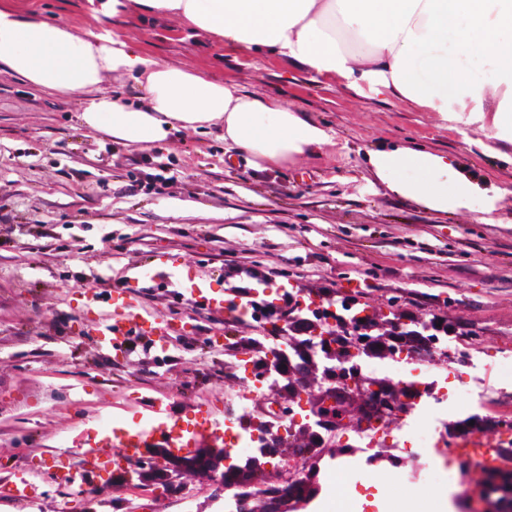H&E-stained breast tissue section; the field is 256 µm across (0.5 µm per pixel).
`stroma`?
Segmentation results:
<instances>
[{"mask_svg":"<svg viewBox=\"0 0 512 512\" xmlns=\"http://www.w3.org/2000/svg\"><path fill=\"white\" fill-rule=\"evenodd\" d=\"M18 14L80 32L117 31L162 62L199 69L237 89L290 103L333 135L330 144L259 171L229 151L224 127L172 132L159 147L88 130L85 99L42 90L0 66V477L17 471L34 485L0 512H178L158 475L116 473L82 490L58 487L45 462L87 447L99 420L136 428L152 418L149 397L170 421L218 420L224 350L210 338L224 317L177 293L182 282L227 292L247 267L272 270L264 288L312 297H358L375 321L397 301L407 318L442 316L461 342L484 349L475 393L512 387L497 356L512 348V143L476 123L443 120L384 95H360L333 77L269 51L227 47L186 32L127 0H8ZM391 145L454 157L487 197L466 213H440L391 193L367 164ZM132 156L148 157L131 173ZM174 258L167 281L131 279L153 253ZM128 280L139 311L179 325L161 347L128 355L99 349L87 330L101 318L82 289ZM180 391H172L174 382ZM349 442L303 462L307 501L324 512L331 458ZM420 460L385 446L368 482L403 512ZM443 512L468 491L474 512H497L499 491L471 461L450 463Z\"/></svg>","mask_w":512,"mask_h":512,"instance_id":"1","label":"stroma"}]
</instances>
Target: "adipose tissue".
Listing matches in <instances>:
<instances>
[{"label":"adipose tissue","mask_w":512,"mask_h":512,"mask_svg":"<svg viewBox=\"0 0 512 512\" xmlns=\"http://www.w3.org/2000/svg\"><path fill=\"white\" fill-rule=\"evenodd\" d=\"M140 2L225 45L267 48L351 89L387 92L512 140V0ZM0 62L33 85L86 96L85 125L134 145L220 123L225 144L266 170L332 139L280 100L164 64L120 34H83L7 7L0 8ZM109 74L132 75L142 103L102 92ZM367 162L391 193L437 212L470 209L480 191L444 155L394 146L369 152Z\"/></svg>","instance_id":"ef3b65f1"}]
</instances>
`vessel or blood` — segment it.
I'll return each mask as SVG.
<instances>
[{
    "mask_svg": "<svg viewBox=\"0 0 512 512\" xmlns=\"http://www.w3.org/2000/svg\"><path fill=\"white\" fill-rule=\"evenodd\" d=\"M184 292L194 306L200 309L221 312L232 304L231 299L213 294L200 285H187ZM84 295L89 305L109 311L107 318L93 324L90 329L102 350H113L126 355L131 350L132 340L140 339L153 346L156 345L158 337L171 328L168 321L137 312L126 287L113 288L106 295L88 289ZM157 436L162 438L172 454L180 455L191 453L198 440L223 439L224 432L221 427L200 424L188 433L177 434L173 432L171 423L161 417L144 429L127 430L115 426L104 430L94 445L70 459L69 469L55 468L54 480L67 486L75 484L82 476L97 477L104 471L125 469L142 456L144 449ZM453 451L458 457L479 460L485 469H505L512 466V448H492L490 441L480 434L457 439Z\"/></svg>",
    "mask_w": 512,
    "mask_h": 512,
    "instance_id": "vessel-or-blood-1",
    "label": "vessel or blood"
}]
</instances>
